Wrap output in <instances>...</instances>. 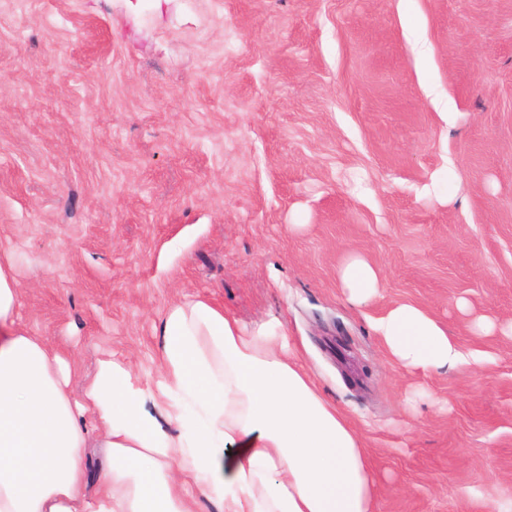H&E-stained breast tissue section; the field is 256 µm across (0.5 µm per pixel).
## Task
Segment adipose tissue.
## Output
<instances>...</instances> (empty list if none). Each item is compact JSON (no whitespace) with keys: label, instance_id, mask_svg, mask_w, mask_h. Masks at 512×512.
<instances>
[{"label":"adipose tissue","instance_id":"adipose-tissue-1","mask_svg":"<svg viewBox=\"0 0 512 512\" xmlns=\"http://www.w3.org/2000/svg\"><path fill=\"white\" fill-rule=\"evenodd\" d=\"M7 268L0 261V512H191L179 489L190 480L218 512H375L361 437L269 335L244 334L202 299L175 304L161 320L157 392L104 361L79 402L68 362L18 325ZM339 277L358 305L381 281L357 255ZM376 329L416 372L483 362L414 305L395 306ZM88 413L110 457L93 503L81 462Z\"/></svg>","mask_w":512,"mask_h":512}]
</instances>
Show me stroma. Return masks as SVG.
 Segmentation results:
<instances>
[{"label": "stroma", "instance_id": "stroma-1", "mask_svg": "<svg viewBox=\"0 0 512 512\" xmlns=\"http://www.w3.org/2000/svg\"><path fill=\"white\" fill-rule=\"evenodd\" d=\"M0 257L74 396L102 360L156 389L201 298L297 353L376 512H512V0H0ZM402 303L483 369L399 366ZM342 287L354 304H364L374 297L380 287L379 272L358 255H350L339 270Z\"/></svg>", "mask_w": 512, "mask_h": 512}]
</instances>
